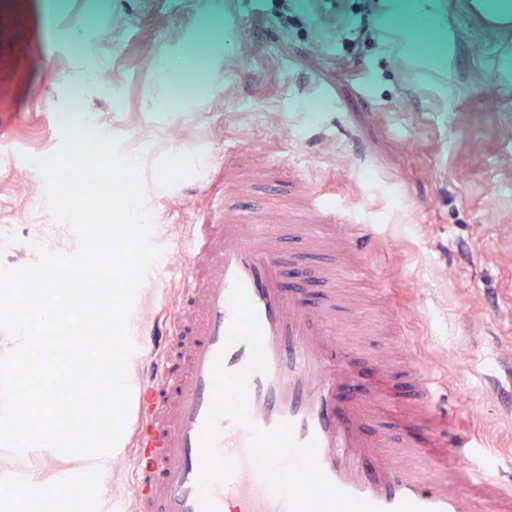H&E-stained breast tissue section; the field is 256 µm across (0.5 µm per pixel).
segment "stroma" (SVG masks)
<instances>
[{
  "label": "stroma",
  "instance_id": "1",
  "mask_svg": "<svg viewBox=\"0 0 512 512\" xmlns=\"http://www.w3.org/2000/svg\"><path fill=\"white\" fill-rule=\"evenodd\" d=\"M452 21L446 71L419 43L394 42L388 0H371L374 41L349 55L335 35L331 55L322 27L305 20L282 28L250 0H0V131L19 155L45 156L65 133L67 92L86 80L82 110L124 150H146V205L160 248L128 318L131 337L148 333L179 300L176 250L200 199V167L239 147L230 192L242 205L273 201L253 178L265 159L273 179L296 155L343 207L352 224L371 225L369 271L359 283L390 302L369 310L348 339L376 355L407 332L431 368L448 407V423L471 433L512 477V403L498 397V363L512 355V77L501 75L498 39L468 7L444 0ZM207 42L209 66L187 78L178 109L155 112L168 94L160 62H178ZM365 80H357V72ZM322 104L310 111L311 102ZM39 172L0 157V263L31 264L34 243L72 253V229L27 207L43 194ZM131 449L117 445L106 471L87 480L93 512L131 507ZM94 459L34 449L17 457L0 449V472L16 471L54 488L65 467Z\"/></svg>",
  "mask_w": 512,
  "mask_h": 512
}]
</instances>
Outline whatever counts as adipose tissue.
Listing matches in <instances>:
<instances>
[{
  "label": "adipose tissue",
  "mask_w": 512,
  "mask_h": 512,
  "mask_svg": "<svg viewBox=\"0 0 512 512\" xmlns=\"http://www.w3.org/2000/svg\"><path fill=\"white\" fill-rule=\"evenodd\" d=\"M389 15L392 29L404 39H413L421 28L429 31L432 45L426 48L425 53L436 68L445 67L448 61L450 20L442 0H392Z\"/></svg>",
  "instance_id": "obj_1"
}]
</instances>
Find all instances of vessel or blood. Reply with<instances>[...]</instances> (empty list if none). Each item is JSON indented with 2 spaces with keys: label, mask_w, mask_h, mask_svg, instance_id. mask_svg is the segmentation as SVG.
<instances>
[{
  "label": "vessel or blood",
  "mask_w": 512,
  "mask_h": 512,
  "mask_svg": "<svg viewBox=\"0 0 512 512\" xmlns=\"http://www.w3.org/2000/svg\"><path fill=\"white\" fill-rule=\"evenodd\" d=\"M303 12L327 29L344 14L341 0H304ZM223 164L201 171L205 202L181 249L180 300L165 332L141 340L150 359L134 379L136 414L131 467L132 512H201L197 479L199 438L212 401V367L245 368L247 344L225 347L231 322L229 294L242 283L263 335L267 373L247 378L254 425L268 430L291 423L298 441L316 440V464L340 491L380 512H512V489L497 482L477 445L432 426L437 391L430 370L408 360L396 369L374 361V399L339 400L356 385L358 364L346 334L361 308L348 294L368 261L369 230L346 226L347 214L313 188L298 162L288 164V187L302 203L278 222L236 210ZM298 238L310 262L306 283L287 284L281 243ZM320 290L317 301L308 286ZM401 374L408 398L377 407ZM249 428L225 420L216 446L235 463L231 478L212 492L217 512H290L262 479L250 456ZM18 501L37 491L22 476L0 480Z\"/></svg>",
  "instance_id": "vessel-or-blood-1"
}]
</instances>
